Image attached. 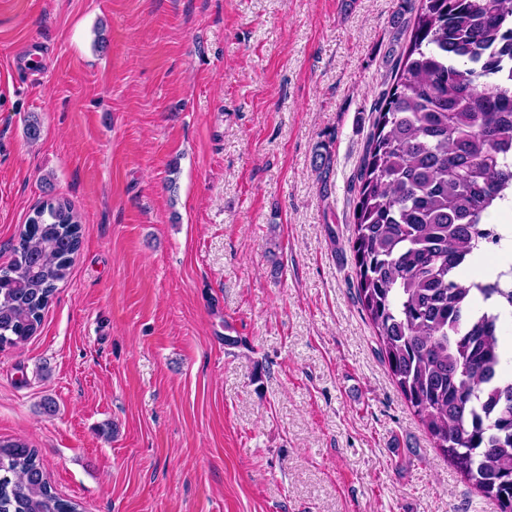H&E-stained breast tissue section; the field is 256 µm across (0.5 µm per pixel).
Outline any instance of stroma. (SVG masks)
I'll use <instances>...</instances> for the list:
<instances>
[{
  "instance_id": "stroma-1",
  "label": "stroma",
  "mask_w": 512,
  "mask_h": 512,
  "mask_svg": "<svg viewBox=\"0 0 512 512\" xmlns=\"http://www.w3.org/2000/svg\"><path fill=\"white\" fill-rule=\"evenodd\" d=\"M418 5L0 0V266L42 200L83 221L38 333L0 347V438L61 497L496 512L395 386L350 249Z\"/></svg>"
}]
</instances>
